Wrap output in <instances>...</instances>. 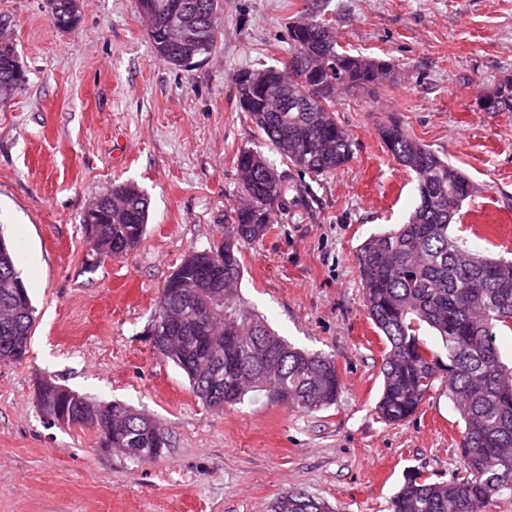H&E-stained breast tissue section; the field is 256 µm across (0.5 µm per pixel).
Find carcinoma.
<instances>
[{
	"label": "carcinoma",
	"mask_w": 512,
	"mask_h": 512,
	"mask_svg": "<svg viewBox=\"0 0 512 512\" xmlns=\"http://www.w3.org/2000/svg\"><path fill=\"white\" fill-rule=\"evenodd\" d=\"M72 0H50L53 27L72 30L79 17ZM139 13L156 57L176 68L202 64L211 54L221 26L223 0H137ZM185 9L189 26L202 29L201 39L178 41L169 30L171 7ZM317 25L291 27L290 52L305 55V80L288 79V97L307 103L303 110L276 112L258 92L253 75L281 78L280 66L245 69L238 74L240 108L250 113L268 146L287 165L320 177L345 166L352 158V141L336 121V96L341 90L364 91L391 72L389 64L327 43ZM26 82L13 48L0 47V105ZM486 112H512V80L480 97ZM388 152L415 175L418 198L408 221L399 228L369 237L357 251L367 316L385 337L380 372L382 390L375 412L386 424L415 415L440 382L463 427L458 447L463 467L450 481L432 480L420 473L406 476L390 498L389 512H486L489 501L512 495V367L501 359L497 331H512V261L477 253L452 236L464 202L474 187L468 176L428 146L406 134L396 122L381 131ZM244 203L227 215L224 239L208 249L190 251L172 272L160 299L180 300L183 293L200 294L198 271L208 270L212 291L224 293V324L203 322L201 335L224 344V382L208 379L202 351L179 341L161 354L187 375L192 391L209 407L216 398L226 405L241 402L250 392L262 393L272 404L298 412H313L336 403L340 379L329 357L292 346L264 318L241 301L242 265L237 246L262 239L279 223L291 204L305 199L308 189L288 181L264 154L243 149L233 157ZM149 217L145 193L132 183L105 192L95 209L81 216L93 251L106 249L118 256L142 241ZM20 272L15 255L0 235V309L18 304L11 318L0 317V361L22 358L36 323L28 289L17 288ZM436 338L428 346L423 332ZM38 398L47 406L87 423L86 416L102 406L72 390L58 396L45 382ZM124 425L112 428L104 448H139L159 457L155 430L140 413L122 404ZM272 512H333L324 500L290 491L272 505Z\"/></svg>",
	"instance_id": "1"
}]
</instances>
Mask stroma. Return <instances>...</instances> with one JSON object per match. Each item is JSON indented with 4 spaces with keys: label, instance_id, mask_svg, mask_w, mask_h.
I'll list each match as a JSON object with an SVG mask.
<instances>
[{
    "label": "stroma",
    "instance_id": "obj_1",
    "mask_svg": "<svg viewBox=\"0 0 512 512\" xmlns=\"http://www.w3.org/2000/svg\"><path fill=\"white\" fill-rule=\"evenodd\" d=\"M313 16L391 73L373 92L338 95L353 158L315 181L291 172L310 193L240 245V294L295 347L333 357L341 389L314 412L251 394L217 411L148 325L187 252L223 238L242 200L233 156L267 148L238 104V73L284 61L289 23ZM0 19L26 72L0 106V232L37 316L27 354L0 362V512H271L293 490L336 512H387L407 473L451 479L460 423L443 386L403 423L374 411L386 344L356 250L417 201L381 138L395 121L473 183L453 234L512 258V112L479 106L512 79V0H224L215 49L188 70L156 57L136 0H83L71 32L52 26L45 0H0ZM122 182L148 196L147 232L105 257L79 219ZM46 380L152 417L164 454L134 462L95 430L48 425Z\"/></svg>",
    "mask_w": 512,
    "mask_h": 512
}]
</instances>
